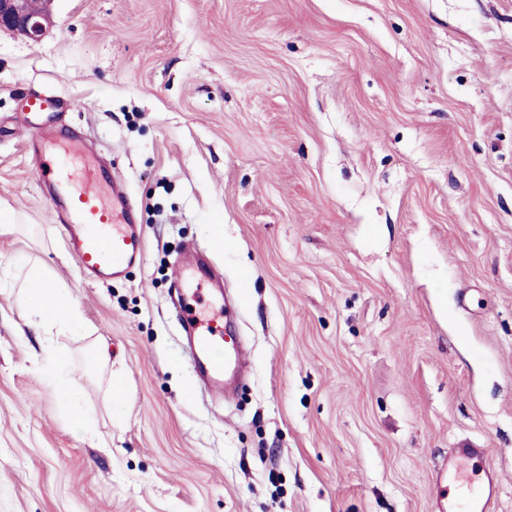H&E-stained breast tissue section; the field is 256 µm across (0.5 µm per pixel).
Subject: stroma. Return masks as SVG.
<instances>
[{
    "instance_id": "obj_1",
    "label": "stroma",
    "mask_w": 512,
    "mask_h": 512,
    "mask_svg": "<svg viewBox=\"0 0 512 512\" xmlns=\"http://www.w3.org/2000/svg\"><path fill=\"white\" fill-rule=\"evenodd\" d=\"M52 11L40 42L0 31V512H434L464 442L512 512V0ZM34 94L126 187L145 261L121 279L84 278L32 175ZM188 242L237 311L229 398L184 359ZM33 264L83 330L29 325ZM487 452V449L484 448H454L453 452L448 455L447 464L437 472L436 480L438 482H448V486H452L464 462L478 457H485Z\"/></svg>"
}]
</instances>
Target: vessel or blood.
Returning <instances> with one entry per match:
<instances>
[{
	"label": "vessel or blood",
	"instance_id": "b4317fda",
	"mask_svg": "<svg viewBox=\"0 0 512 512\" xmlns=\"http://www.w3.org/2000/svg\"><path fill=\"white\" fill-rule=\"evenodd\" d=\"M32 146L40 159L34 169L38 184L49 187L61 209L57 220L70 228L68 250L79 269L95 279L117 278L144 259L141 229L131 217L123 186L106 182L98 161L84 159L80 172L61 165L51 151V140L34 130ZM182 325L190 340V359L204 380L219 387L224 374L240 364L238 343H226L222 313L202 317L195 306H182ZM483 448L454 449L448 462L436 474L437 481L454 482L464 462L486 456ZM499 476L495 470L483 473L479 487L467 495L449 496L436 505L437 512H498Z\"/></svg>",
	"mask_w": 512,
	"mask_h": 512
}]
</instances>
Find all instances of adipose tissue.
Segmentation results:
<instances>
[{"label": "adipose tissue", "instance_id": "ef3b65f1", "mask_svg": "<svg viewBox=\"0 0 512 512\" xmlns=\"http://www.w3.org/2000/svg\"><path fill=\"white\" fill-rule=\"evenodd\" d=\"M18 300L36 318L37 326L43 332H51L56 327L71 330L81 325L80 313L71 303L68 290L47 285L39 267L28 269Z\"/></svg>", "mask_w": 512, "mask_h": 512}]
</instances>
